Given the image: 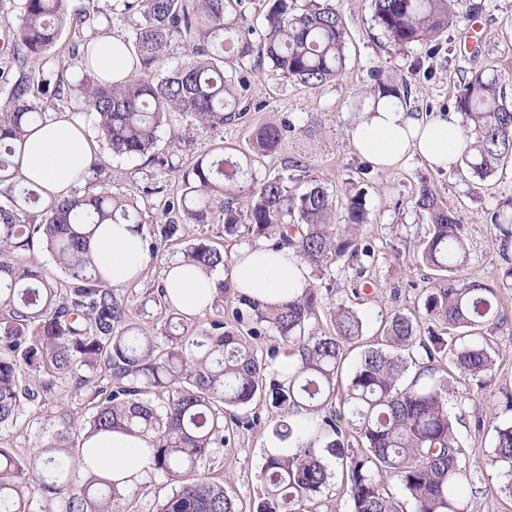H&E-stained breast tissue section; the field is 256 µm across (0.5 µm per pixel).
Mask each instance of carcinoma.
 <instances>
[{
	"label": "carcinoma",
	"instance_id": "obj_1",
	"mask_svg": "<svg viewBox=\"0 0 512 512\" xmlns=\"http://www.w3.org/2000/svg\"><path fill=\"white\" fill-rule=\"evenodd\" d=\"M112 15L66 0H23L11 31L14 74L0 105V433L23 424L31 448L0 437V512H120L129 497L95 475L83 445L97 433L148 439L147 478L166 480L154 512H242L224 479L201 469L242 430L264 424L286 452L263 453L255 474L252 512H320L324 494L340 482L348 512H469V464L485 465L499 491L512 497V421L493 426L491 451L458 437L448 398L474 406V428L485 426L474 392L459 385L485 378L512 355V336H495L504 320L494 288L459 279L468 264L461 224L427 185L415 208L425 216L421 262L435 272L415 312H379L377 334L365 336L357 310L329 308V323L313 326L317 293L275 308L235 295L229 309L206 320L178 310L162 283L137 306L117 293L95 263L92 240L103 224L145 223L137 201L110 190L95 162L83 188L45 199L25 180L15 158L28 129L52 118L54 102H80L114 156H145L158 133L187 118L216 128L250 111L244 63L276 80L307 87L336 79L346 66V31L331 0H269L263 32L244 27L249 0H119ZM373 21L398 46L425 43L430 54L453 14L450 0H372ZM130 27L124 39L131 73L109 84L98 78L91 41L100 27ZM180 43L188 61L162 69ZM74 60L82 77L67 75ZM374 103H407L408 86L376 69ZM453 108L477 140L465 146L458 170L484 181L512 159V101L503 86L474 73ZM290 121L264 123L250 134L251 153L217 159L199 152L180 189L164 201L162 223L144 238L149 259L181 242L188 224H222L224 238L265 239L292 247L314 270L345 255L365 276L374 261L360 238L367 223L364 191L344 193V223H334L335 190L314 176L289 190L274 175L248 183L253 158L278 153ZM246 196V207L239 206ZM43 203L40 220L28 212ZM502 246L512 242V203L490 213ZM44 244L63 277L20 255ZM186 266L229 272L224 245L198 238L181 250ZM273 335L266 357L258 343ZM358 361L346 369L349 353ZM294 363L274 369L281 351ZM264 406L266 414L254 411ZM400 486L405 501L390 492Z\"/></svg>",
	"mask_w": 512,
	"mask_h": 512
}]
</instances>
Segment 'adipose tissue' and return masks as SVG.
<instances>
[{"instance_id": "ef3b65f1", "label": "adipose tissue", "mask_w": 512, "mask_h": 512, "mask_svg": "<svg viewBox=\"0 0 512 512\" xmlns=\"http://www.w3.org/2000/svg\"><path fill=\"white\" fill-rule=\"evenodd\" d=\"M94 67L104 79L117 81L131 71V58L117 37L101 38L95 48ZM351 140L356 151L379 169L400 165L418 157L434 170L455 166L462 147L457 120L406 112L398 103L382 100L372 112L355 122ZM95 159L92 142L83 126L68 114H60L36 130L18 159L19 170L55 196H65L83 182ZM98 263L112 271V283L123 286L138 279L148 261L136 225L109 224L94 242ZM229 277L233 290L264 305H278L304 295L312 285L311 269L294 249L273 250L258 244L244 248L229 272L187 270L171 261L164 276L167 294L190 314L207 310L217 283ZM145 440L121 433H102L87 448L95 469L131 489L144 478L151 464Z\"/></svg>"}]
</instances>
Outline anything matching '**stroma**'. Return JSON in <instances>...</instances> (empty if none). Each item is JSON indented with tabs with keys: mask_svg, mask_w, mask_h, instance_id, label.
Wrapping results in <instances>:
<instances>
[{
	"mask_svg": "<svg viewBox=\"0 0 512 512\" xmlns=\"http://www.w3.org/2000/svg\"><path fill=\"white\" fill-rule=\"evenodd\" d=\"M336 7L347 31L346 69L336 80L309 88L270 79L262 69L247 71L249 96L264 108L249 112L245 120L217 129L178 120L179 138L161 129L149 158H114L106 147H99L96 157L112 174L113 192L136 191L139 204L149 207L148 219H155V206L163 194L177 188L178 171L188 168L194 152L222 146L247 151L248 124L289 119L294 130L285 146L276 155L254 162L255 177L283 174L293 188L318 176L341 192L350 181L360 182L368 211L362 235L376 253L369 271L377 287L373 300L367 299L358 265L351 257L336 260L325 272L313 273L319 301L316 326H325L329 306L342 300L358 309L372 328L378 325L380 310L407 312L420 306L430 271L423 267L417 248L426 221L414 210L413 202L426 184L462 224L469 263L459 269V276L495 288L505 315L495 333L512 336V280H502L500 275L512 256L502 250L487 221L489 211L512 198V163H505L476 188L456 171L431 170L415 157L393 169L366 168L365 158L355 151L350 138L360 113L371 105V72L377 68L406 81L411 111L433 116L454 117L455 96L475 71L495 78L512 95V0H451L454 23L443 35L446 54L434 61L429 77L411 69L413 61L423 57L425 45L415 43L403 49L390 45L372 21L371 0H336ZM508 393L512 394V360L496 365L478 391L491 422L481 431L474 428L469 406L449 402V411L461 420L458 434L467 446L490 449L492 425L512 420V407H506L504 399ZM264 435L260 428L237 433L210 462L245 506L254 499L252 477L262 463ZM468 499L472 512H512V498L500 493L487 467L472 471Z\"/></svg>",
	"mask_w": 512,
	"mask_h": 512,
	"instance_id": "stroma-1",
	"label": "stroma"
}]
</instances>
